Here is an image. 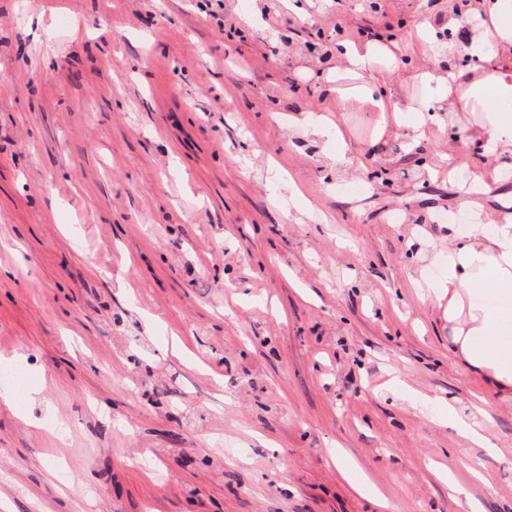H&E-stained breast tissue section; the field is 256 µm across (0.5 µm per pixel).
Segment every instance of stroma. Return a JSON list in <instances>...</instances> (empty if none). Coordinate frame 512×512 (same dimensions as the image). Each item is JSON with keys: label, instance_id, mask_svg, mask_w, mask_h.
<instances>
[{"label": "stroma", "instance_id": "1", "mask_svg": "<svg viewBox=\"0 0 512 512\" xmlns=\"http://www.w3.org/2000/svg\"><path fill=\"white\" fill-rule=\"evenodd\" d=\"M448 6L0 0V361L35 393L0 401L13 512H512V400L410 286L440 277L449 218L500 208L443 171L483 166L473 115L379 137L321 91L357 83L339 34L438 29ZM457 20L453 58L405 60L380 93L479 68ZM476 393L492 453L446 423Z\"/></svg>", "mask_w": 512, "mask_h": 512}]
</instances>
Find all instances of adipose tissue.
Listing matches in <instances>:
<instances>
[{"label": "adipose tissue", "mask_w": 512, "mask_h": 512, "mask_svg": "<svg viewBox=\"0 0 512 512\" xmlns=\"http://www.w3.org/2000/svg\"><path fill=\"white\" fill-rule=\"evenodd\" d=\"M476 20L467 51L483 59L479 75L449 69L437 82L432 99L410 102L418 112L431 101L479 113L469 139L484 143L487 162L473 172L471 189L481 192L502 185V173L512 169V0H476ZM401 49L385 38L364 47L343 44L339 57L349 72L391 67ZM423 300L442 309L448 320L450 351L466 367L482 373L496 390L512 392V359L503 353L512 341V317L502 308L512 303V216L470 225L467 234L448 232V255L442 275L432 283L414 280Z\"/></svg>", "instance_id": "obj_1"}]
</instances>
